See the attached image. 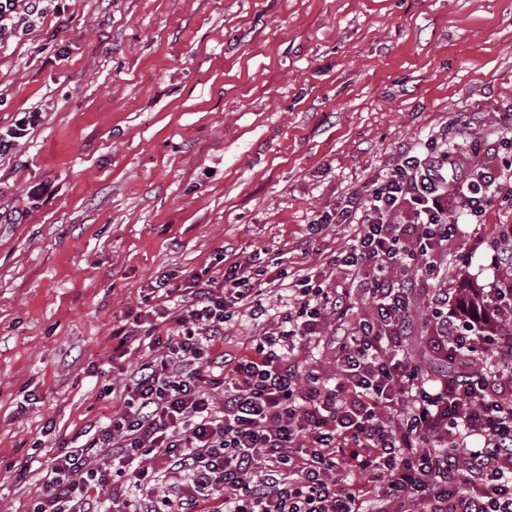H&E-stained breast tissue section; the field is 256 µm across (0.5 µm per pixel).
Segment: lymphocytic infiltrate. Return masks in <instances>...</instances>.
I'll use <instances>...</instances> for the list:
<instances>
[{
	"label": "lymphocytic infiltrate",
	"instance_id": "f902f5d3",
	"mask_svg": "<svg viewBox=\"0 0 512 512\" xmlns=\"http://www.w3.org/2000/svg\"><path fill=\"white\" fill-rule=\"evenodd\" d=\"M46 11V0H0V43ZM452 156L435 144L401 152L337 212L356 231L332 263L364 308L318 271L277 309L237 262L159 282L156 304L115 330L119 352L149 351L119 411L55 457L32 512H90L108 485L112 512L211 501L223 512H512V281L468 294L440 285L449 248L482 236L493 199L512 200V160L468 169ZM418 305L430 368L407 345ZM239 315L267 329L244 353L223 352ZM324 336L336 344L330 380L293 359ZM170 470L180 481L158 492Z\"/></svg>",
	"mask_w": 512,
	"mask_h": 512
}]
</instances>
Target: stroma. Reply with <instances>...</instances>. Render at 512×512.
Returning <instances> with one entry per match:
<instances>
[{"mask_svg": "<svg viewBox=\"0 0 512 512\" xmlns=\"http://www.w3.org/2000/svg\"><path fill=\"white\" fill-rule=\"evenodd\" d=\"M0 48V128L44 120L0 155V512H29L42 471L120 407L145 350L112 330L163 276L238 262L279 304L354 232L310 223L400 152L512 123V0H55ZM449 287H493L476 250ZM32 459L26 476L15 464Z\"/></svg>", "mask_w": 512, "mask_h": 512, "instance_id": "obj_1", "label": "stroma"}]
</instances>
